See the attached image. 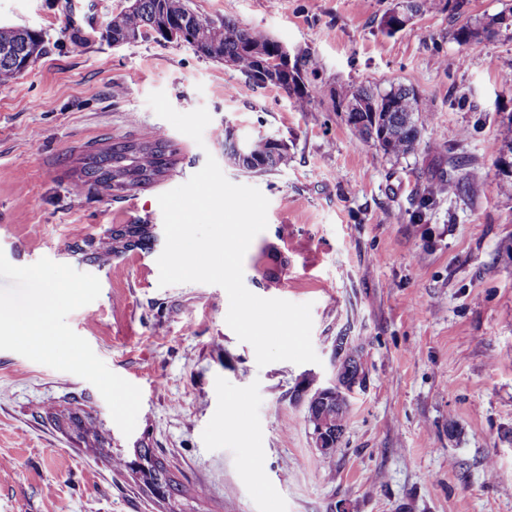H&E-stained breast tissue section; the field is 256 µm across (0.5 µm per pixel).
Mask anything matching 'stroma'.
Instances as JSON below:
<instances>
[{"instance_id":"stroma-1","label":"stroma","mask_w":512,"mask_h":512,"mask_svg":"<svg viewBox=\"0 0 512 512\" xmlns=\"http://www.w3.org/2000/svg\"><path fill=\"white\" fill-rule=\"evenodd\" d=\"M395 4L191 0L308 54L299 97L154 34L112 46L104 28L127 0H103L84 39L70 35L63 0H0V26L45 39L28 71L0 85V251L16 266L46 257L95 275L99 297L67 322L142 391L127 436L91 383L0 351V512H168L114 463L145 445L190 512H512V196L488 150L512 115V29L455 38L512 0L442 6L390 35L381 20ZM393 83L430 106L419 149L399 160L358 135L340 100ZM160 90L177 111L207 109L202 142L155 114L147 97ZM229 129L279 140L287 165L245 172L224 153ZM157 139L173 164L151 184L106 190L75 172L88 147ZM210 155L268 199L244 284L311 304L318 363L257 366L225 321L222 287L160 286L164 239L113 255V227L162 226L159 195ZM340 336L364 381L327 463L304 389L335 378ZM71 411L94 419L102 447L58 427Z\"/></svg>"}]
</instances>
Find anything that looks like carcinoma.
Segmentation results:
<instances>
[{
	"label": "carcinoma",
	"mask_w": 512,
	"mask_h": 512,
	"mask_svg": "<svg viewBox=\"0 0 512 512\" xmlns=\"http://www.w3.org/2000/svg\"><path fill=\"white\" fill-rule=\"evenodd\" d=\"M497 27L481 23L463 25L456 38L467 42L481 34L492 37L499 29L512 26V11L494 16ZM164 28L177 29L183 41L202 56L224 62H234L244 74L246 83L257 85L256 70L263 62L278 57L275 40L241 25L233 18L217 16L208 19L190 6V0H138L136 8L113 18L106 24L105 36L115 42L129 37H144L149 32L160 33ZM43 50L41 34L27 28L0 26V84L23 74ZM308 61L294 60L289 74L269 81V85L287 94H299L304 86ZM347 121L358 133L377 143L385 158L400 159L414 154L421 141L418 121L429 111L424 99L404 95V86L384 90L357 89L344 94ZM495 154L512 153V117L501 125ZM224 152L229 160L249 173H267L287 161L285 148L270 138L252 141L239 152L230 136H225ZM173 150L161 140L142 143H113L86 156L84 172L94 184L107 189L127 190L149 184L163 175L172 165ZM152 239L147 224H123L112 229V242L123 251L146 248ZM359 372L355 355L345 353L340 366L341 383ZM350 395L339 391L325 401L307 402V419L313 428L323 427L331 441L339 439L349 414ZM140 457L129 455L124 460L133 479L156 499L174 503L181 496V485L152 448L139 449Z\"/></svg>",
	"instance_id": "obj_1"
}]
</instances>
